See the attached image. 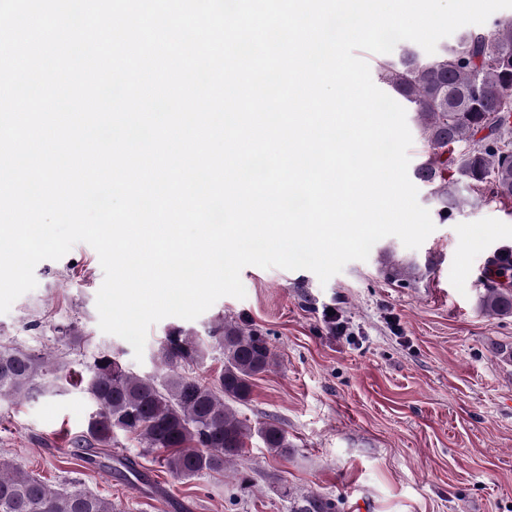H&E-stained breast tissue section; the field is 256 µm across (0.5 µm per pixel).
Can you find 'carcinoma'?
Returning <instances> with one entry per match:
<instances>
[{
    "label": "carcinoma",
    "instance_id": "cac0c4a2",
    "mask_svg": "<svg viewBox=\"0 0 512 512\" xmlns=\"http://www.w3.org/2000/svg\"><path fill=\"white\" fill-rule=\"evenodd\" d=\"M381 76L406 103L427 142L416 177L433 187L443 218L459 205L456 187L465 183L491 201L512 200V23H496L461 35L432 59L415 50L379 64ZM415 262L388 261L382 273L402 282L419 273ZM481 311L512 315V264L496 263L484 284ZM223 366L210 382L185 368L204 356L206 344L181 327L168 329L159 344L165 374L141 376L115 355L99 354L80 384L95 407L77 436L84 459L112 446L125 433L163 453L178 479L190 480L243 459L256 433L268 450L288 454L291 444L275 422L253 429L235 405L248 401L254 381L269 371L274 353L266 337L224 320L210 331ZM61 366L13 345L0 343V399L26 396ZM0 512H115L112 501L86 489H54L0 455ZM292 512H340L339 501L309 495Z\"/></svg>",
    "mask_w": 512,
    "mask_h": 512
}]
</instances>
